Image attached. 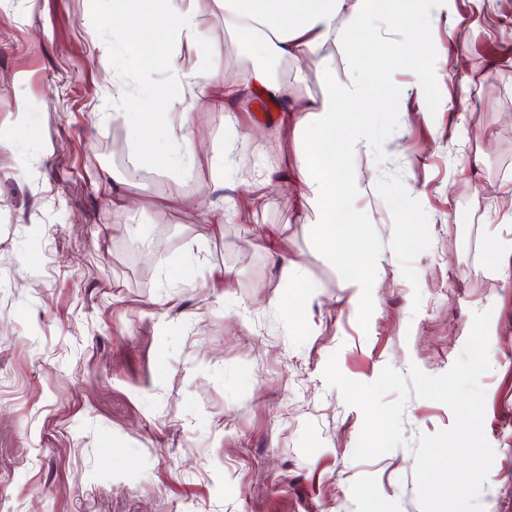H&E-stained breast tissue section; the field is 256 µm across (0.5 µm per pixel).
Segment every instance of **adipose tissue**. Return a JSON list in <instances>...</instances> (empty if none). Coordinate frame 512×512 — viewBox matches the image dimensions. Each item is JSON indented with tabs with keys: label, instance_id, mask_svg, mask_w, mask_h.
<instances>
[{
	"label": "adipose tissue",
	"instance_id": "1",
	"mask_svg": "<svg viewBox=\"0 0 512 512\" xmlns=\"http://www.w3.org/2000/svg\"><path fill=\"white\" fill-rule=\"evenodd\" d=\"M115 2L113 29L126 34L135 49L163 54L165 70L179 78L190 100L204 99L225 111L256 94L278 105L283 123L303 132L307 176L293 208L313 214V232L324 250L338 255L347 287L360 296L375 287L374 276L362 261L368 249L363 229L348 215L360 194L350 161L363 148L381 143L380 115L400 111L408 93L424 87L420 62L431 51L422 36L428 20L426 0H210L225 26L252 37L259 51L280 60L310 59L325 70L326 90L302 111L288 105L287 80L272 78L262 64H254L242 83L226 87L214 75L186 68L181 53L165 51L164 42L171 38L188 46L203 39V30L194 21V0H185V8L175 15L168 10L169 0ZM375 18L389 21L385 43L396 48L394 68L410 74V82L381 74L373 53L353 56L342 70L328 54V44H350ZM122 118L136 163L142 167L168 164L155 146L157 128L187 145L199 142L187 112L165 119L155 112H126Z\"/></svg>",
	"mask_w": 512,
	"mask_h": 512
}]
</instances>
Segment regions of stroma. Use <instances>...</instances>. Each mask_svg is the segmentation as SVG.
Here are the masks:
<instances>
[{
	"label": "stroma",
	"instance_id": "35a3bbf8",
	"mask_svg": "<svg viewBox=\"0 0 512 512\" xmlns=\"http://www.w3.org/2000/svg\"><path fill=\"white\" fill-rule=\"evenodd\" d=\"M195 10L206 36L188 65L239 82L249 40ZM452 24L472 34L456 72L426 57L422 95L354 162L355 220L381 259L357 302L292 207L304 150L277 108L194 104L204 148L160 140L177 170L128 179L152 205L117 209L101 179L122 170L112 76L127 111L179 112L178 91L161 105L142 80L169 74L113 32L111 0H0V512H420L410 443L451 410L409 398L405 445L357 461L363 414L323 371L334 354L363 383L387 366L442 375L484 310L495 457L480 500L512 512V252L488 250L512 239V0H453L423 35L451 51ZM224 179L235 190L205 195ZM207 197L228 220L206 218ZM284 256L313 284L295 306L278 301Z\"/></svg>",
	"mask_w": 512,
	"mask_h": 512
}]
</instances>
